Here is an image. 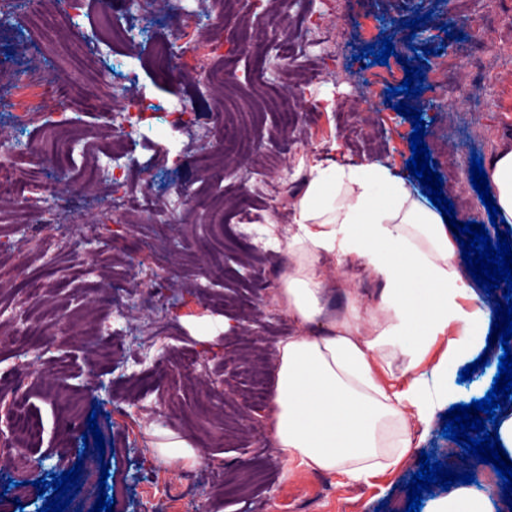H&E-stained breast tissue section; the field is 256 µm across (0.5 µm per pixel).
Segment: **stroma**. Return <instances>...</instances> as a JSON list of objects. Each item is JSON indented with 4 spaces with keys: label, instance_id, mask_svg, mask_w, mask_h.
<instances>
[{
    "label": "stroma",
    "instance_id": "1",
    "mask_svg": "<svg viewBox=\"0 0 512 512\" xmlns=\"http://www.w3.org/2000/svg\"><path fill=\"white\" fill-rule=\"evenodd\" d=\"M478 0H282L278 12L236 0H181L191 22L176 29L162 0L149 10L112 14V27L126 39L111 45L87 42L99 26L103 0L71 9L65 0L52 12L54 29L31 24L17 11L0 25V141L11 146L10 162L18 173L30 165V148L43 145L46 131L62 123L84 145L100 142L109 123L111 103L91 104L92 85H122L145 101L162 104L166 117L146 113L132 144L134 187L152 193L159 208L154 222L118 224L101 185L82 178L81 152L63 158L45 147L40 157L43 184L33 196L48 201L49 211L27 217L13 205H0V322L21 341L0 348V374L14 378L0 387V430L12 433L2 415L21 404L37 424L42 445L51 455L35 459L22 442L0 445V478L10 485L0 497V512H39L53 486L38 490L22 482L33 463L43 477L71 470L69 451L83 445L88 415L96 413L106 443L100 467H82V482L106 479L114 512H166L171 482L187 480L193 492L176 512H405L407 484L422 453L445 460L455 454L453 471H467L456 442L443 438V419L431 430L410 421L413 449L397 467L371 483H349L323 473L311 484V470L288 462L267 433V404L247 405L248 386L241 371L229 372L226 360L260 346L274 354L279 340L294 330L275 289L257 290L255 281L274 266L287 267L284 251L251 259L250 244L265 224H289V200L301 187L310 165L333 161H378L409 177L412 120L387 102L386 71L403 73L421 67L422 92L407 98L425 122L424 142L435 169L447 174L456 162L457 190L449 192L459 223H488L489 215L471 183V159H491L512 146V26L477 35L464 29L463 39L447 38L452 16L468 14ZM420 19L414 39L395 42L387 65L362 64L363 47L379 46L392 18ZM222 23L230 57L209 54L206 31ZM288 24L298 44L291 61L280 60L275 25ZM173 42L178 76H170L153 55L154 39ZM452 67V87H440L434 73L440 61ZM233 70L235 84L210 94L211 71ZM312 69L323 78L302 85L296 98L288 90L297 74ZM29 71L40 78L68 80L70 102L55 114L35 113L32 98H15L9 72ZM500 80H492L491 72ZM288 98L295 118L283 125L280 112L263 109L248 124V155L225 169L223 180L209 177L206 160L221 147L219 139L202 140L198 130L181 125L176 112L194 105L196 112L221 110L258 99ZM355 104L360 119L376 118L373 140L349 141L336 116L339 102ZM31 111L25 124L12 118L14 105ZM283 164L287 180H258L257 165ZM224 225V243L216 245L211 228ZM98 226L93 251L75 245L84 226ZM48 277L40 304L28 301L25 280ZM162 292H155L157 282ZM106 293L123 309L103 332L118 340L131 360L119 368L101 362L84 334L96 314V295ZM250 408L248 454L211 444L224 418ZM177 433L200 451L192 468L165 466L156 460L151 430Z\"/></svg>",
    "mask_w": 512,
    "mask_h": 512
}]
</instances>
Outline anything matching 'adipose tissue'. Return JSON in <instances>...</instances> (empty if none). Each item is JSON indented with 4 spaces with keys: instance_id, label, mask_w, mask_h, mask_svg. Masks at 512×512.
Returning <instances> with one entry per match:
<instances>
[{
    "instance_id": "1",
    "label": "adipose tissue",
    "mask_w": 512,
    "mask_h": 512,
    "mask_svg": "<svg viewBox=\"0 0 512 512\" xmlns=\"http://www.w3.org/2000/svg\"><path fill=\"white\" fill-rule=\"evenodd\" d=\"M490 180L512 224V150ZM292 209L293 224L264 229L294 260L278 290L296 331L276 345L271 435L289 462L366 483L410 453L409 418L428 430L459 402L455 372L484 348L492 310L443 216L389 166L315 163ZM347 262L381 284L370 317L354 301L330 312L327 271Z\"/></svg>"
}]
</instances>
